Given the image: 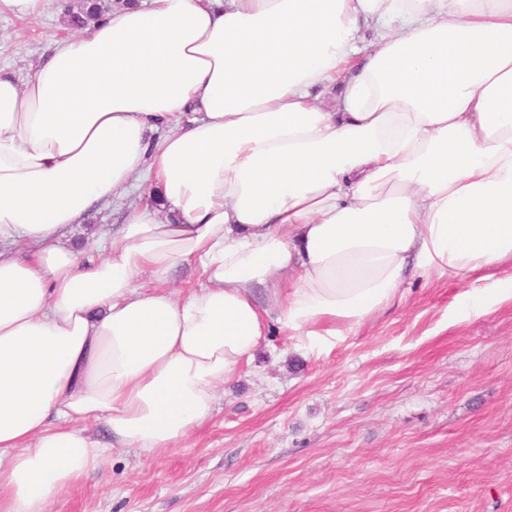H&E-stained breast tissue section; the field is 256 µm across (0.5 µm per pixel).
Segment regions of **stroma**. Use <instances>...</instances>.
I'll use <instances>...</instances> for the list:
<instances>
[{
	"label": "stroma",
	"instance_id": "stroma-1",
	"mask_svg": "<svg viewBox=\"0 0 512 512\" xmlns=\"http://www.w3.org/2000/svg\"><path fill=\"white\" fill-rule=\"evenodd\" d=\"M82 0L0 15V68L26 79ZM137 189L73 225L122 223ZM400 301L310 350L281 328L175 447L113 448L47 512H512V302L459 312L465 286L416 275Z\"/></svg>",
	"mask_w": 512,
	"mask_h": 512
}]
</instances>
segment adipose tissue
Here are the masks:
<instances>
[{
	"label": "adipose tissue",
	"mask_w": 512,
	"mask_h": 512,
	"mask_svg": "<svg viewBox=\"0 0 512 512\" xmlns=\"http://www.w3.org/2000/svg\"><path fill=\"white\" fill-rule=\"evenodd\" d=\"M136 180L124 224L63 245ZM507 262L512 0H120L0 73V512L185 440L268 307L313 348L412 272L468 283L469 315L510 302Z\"/></svg>",
	"instance_id": "ef3b65f1"
}]
</instances>
